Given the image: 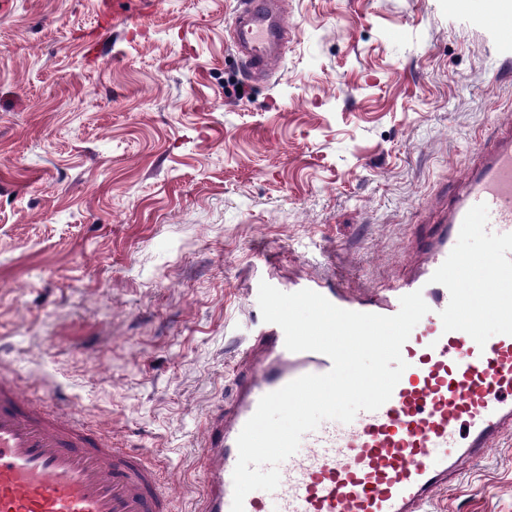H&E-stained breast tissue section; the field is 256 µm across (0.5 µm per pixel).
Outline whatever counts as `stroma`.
Instances as JSON below:
<instances>
[{"mask_svg":"<svg viewBox=\"0 0 512 512\" xmlns=\"http://www.w3.org/2000/svg\"><path fill=\"white\" fill-rule=\"evenodd\" d=\"M0 0V373L158 454L174 512L262 328L260 282L383 288L481 139L512 123V38L476 0H288L268 83L237 0ZM431 512H512V432Z\"/></svg>","mask_w":512,"mask_h":512,"instance_id":"obj_1","label":"stroma"}]
</instances>
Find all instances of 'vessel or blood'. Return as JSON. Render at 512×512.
<instances>
[{"instance_id":"obj_1","label":"vessel or blood","mask_w":512,"mask_h":512,"mask_svg":"<svg viewBox=\"0 0 512 512\" xmlns=\"http://www.w3.org/2000/svg\"><path fill=\"white\" fill-rule=\"evenodd\" d=\"M230 38L247 73L268 77L288 43L279 0H239ZM475 233L486 251L468 259L457 242ZM422 257L420 272L389 299L323 278L289 284L292 293L310 289L337 307L387 316L418 290L430 311L402 347L407 368L391 398L351 423L326 420L306 433L280 464L278 488L250 492L244 512H424L461 463L512 430V126L471 153ZM331 367L324 354L288 351L282 329L264 324L232 370V403L206 418L190 512H231L237 437L260 398ZM0 512H171V500L147 452L113 447L0 374Z\"/></svg>"}]
</instances>
